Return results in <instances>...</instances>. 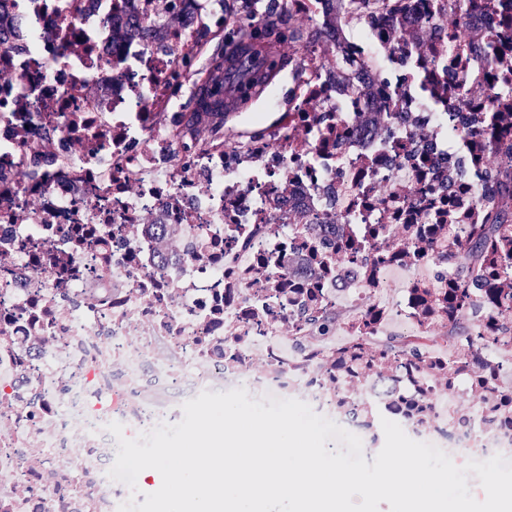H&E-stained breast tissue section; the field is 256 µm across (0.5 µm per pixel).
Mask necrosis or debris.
Here are the masks:
<instances>
[{
    "label": "necrosis or debris",
    "instance_id": "1",
    "mask_svg": "<svg viewBox=\"0 0 512 512\" xmlns=\"http://www.w3.org/2000/svg\"><path fill=\"white\" fill-rule=\"evenodd\" d=\"M272 17L287 104L196 135L198 31ZM240 387L512 460V0H0V512H116L108 424Z\"/></svg>",
    "mask_w": 512,
    "mask_h": 512
}]
</instances>
